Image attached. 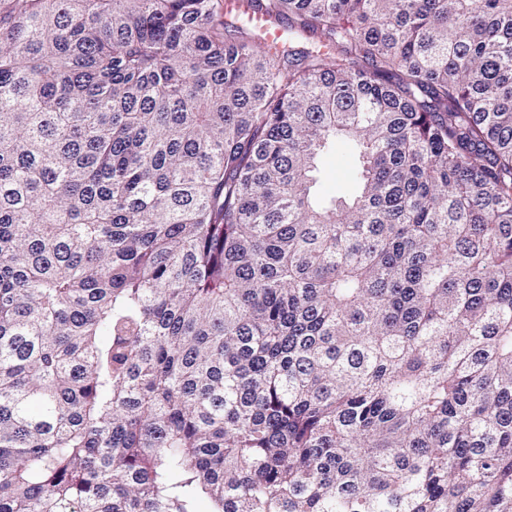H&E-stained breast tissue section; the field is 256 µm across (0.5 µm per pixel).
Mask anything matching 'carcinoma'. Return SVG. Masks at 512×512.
I'll list each match as a JSON object with an SVG mask.
<instances>
[{
	"label": "carcinoma",
	"mask_w": 512,
	"mask_h": 512,
	"mask_svg": "<svg viewBox=\"0 0 512 512\" xmlns=\"http://www.w3.org/2000/svg\"><path fill=\"white\" fill-rule=\"evenodd\" d=\"M203 501L512 512V0H0V512ZM352 160L348 156H335L324 164V185L330 191L336 190L349 176Z\"/></svg>",
	"instance_id": "obj_1"
}]
</instances>
